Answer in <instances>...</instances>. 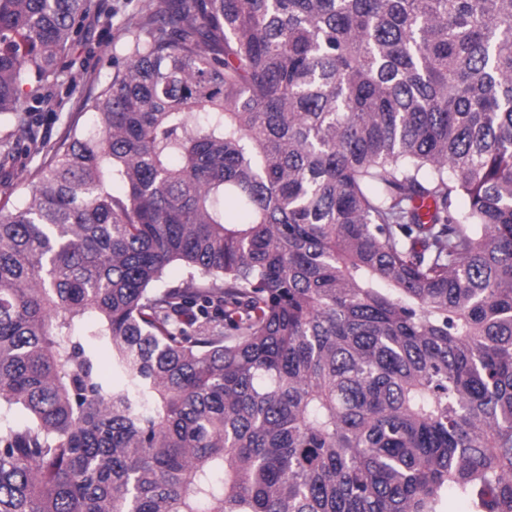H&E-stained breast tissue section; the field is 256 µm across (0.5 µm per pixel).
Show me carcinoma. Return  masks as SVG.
Segmentation results:
<instances>
[{
  "instance_id": "cac0c4a2",
  "label": "carcinoma",
  "mask_w": 512,
  "mask_h": 512,
  "mask_svg": "<svg viewBox=\"0 0 512 512\" xmlns=\"http://www.w3.org/2000/svg\"><path fill=\"white\" fill-rule=\"evenodd\" d=\"M96 10L0 0V166ZM122 52L0 209V512H512V0H149Z\"/></svg>"
}]
</instances>
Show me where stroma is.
Listing matches in <instances>:
<instances>
[{
    "mask_svg": "<svg viewBox=\"0 0 512 512\" xmlns=\"http://www.w3.org/2000/svg\"><path fill=\"white\" fill-rule=\"evenodd\" d=\"M99 12L84 21L83 38L61 61L59 80L45 85L42 94L49 107L41 136L55 144L71 124L86 127L92 116L82 107L80 95L99 92L112 79V52L119 49L124 26L143 9L147 0H99ZM46 153L21 150L8 167L0 169V207H12L21 194L32 186L36 171L46 161Z\"/></svg>",
    "mask_w": 512,
    "mask_h": 512,
    "instance_id": "stroma-1",
    "label": "stroma"
}]
</instances>
